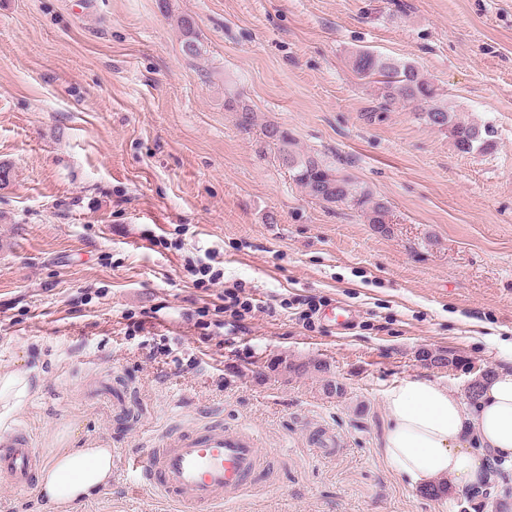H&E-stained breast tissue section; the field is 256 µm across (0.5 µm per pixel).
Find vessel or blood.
Masks as SVG:
<instances>
[{"label": "vessel or blood", "instance_id": "b4317fda", "mask_svg": "<svg viewBox=\"0 0 512 512\" xmlns=\"http://www.w3.org/2000/svg\"><path fill=\"white\" fill-rule=\"evenodd\" d=\"M41 462V452L25 430L0 432L1 481L26 487ZM262 462L251 436L220 422L165 436L132 457L144 486L181 512H220L224 502L258 484Z\"/></svg>", "mask_w": 512, "mask_h": 512}]
</instances>
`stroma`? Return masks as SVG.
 <instances>
[{
  "instance_id": "1",
  "label": "stroma",
  "mask_w": 512,
  "mask_h": 512,
  "mask_svg": "<svg viewBox=\"0 0 512 512\" xmlns=\"http://www.w3.org/2000/svg\"><path fill=\"white\" fill-rule=\"evenodd\" d=\"M360 51L412 63L493 150L381 110ZM230 97L388 224L308 196ZM0 163V367L32 384L9 426L46 458L112 451L111 484L74 512H177L128 459L216 420L267 472L223 512H463L460 488L429 496L385 464L383 395L424 378L461 395L512 366V0H0ZM201 262L217 284H194ZM228 288L265 311L225 325ZM224 107L228 112H234L235 123L239 129L248 133L256 125L255 112L242 101L235 98H229L224 101Z\"/></svg>"
}]
</instances>
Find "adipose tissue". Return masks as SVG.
Returning <instances> with one entry per match:
<instances>
[{
	"label": "adipose tissue",
	"mask_w": 512,
	"mask_h": 512,
	"mask_svg": "<svg viewBox=\"0 0 512 512\" xmlns=\"http://www.w3.org/2000/svg\"><path fill=\"white\" fill-rule=\"evenodd\" d=\"M25 372L0 368V425L30 392ZM382 454L416 489L449 479L471 485L493 480L494 461L512 463V369L499 367L470 405L429 380H412L384 395ZM112 480L108 448H57L38 473V489L56 512H71Z\"/></svg>",
	"instance_id": "obj_1"
}]
</instances>
